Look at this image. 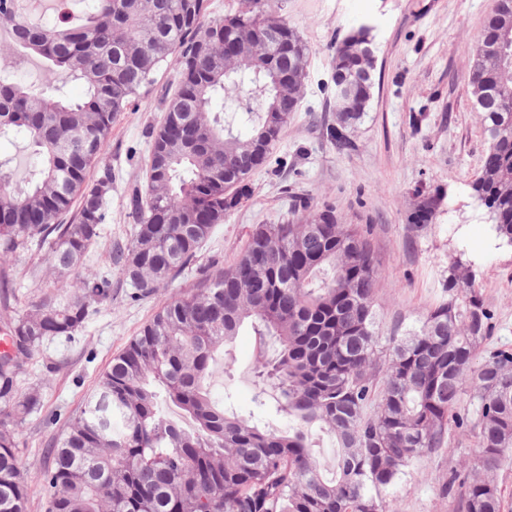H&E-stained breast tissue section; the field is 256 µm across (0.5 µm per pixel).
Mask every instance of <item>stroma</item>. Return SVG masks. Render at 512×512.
<instances>
[{"instance_id": "obj_1", "label": "stroma", "mask_w": 512, "mask_h": 512, "mask_svg": "<svg viewBox=\"0 0 512 512\" xmlns=\"http://www.w3.org/2000/svg\"><path fill=\"white\" fill-rule=\"evenodd\" d=\"M282 13L309 48L307 77L297 112L283 129L271 159L250 177L251 195L216 228L200 253L201 264L231 266L257 224H278L300 204L333 207L343 224H358L379 272L376 310L382 333L409 329L422 312L446 298L448 261L470 266L495 319L490 346L512 347V246L497 238L486 208L470 183L479 174L487 141L478 121L469 77L475 37L497 0H283ZM369 25L376 69L370 107L351 131L352 151L338 152L324 134L336 117L332 53L337 42ZM169 61L152 86L112 125L107 166L112 172L107 217L86 255L87 273L115 282L112 300L97 306L74 340L46 342L19 376L21 391L41 386L44 408L20 437L23 469L50 465L48 448L62 419L80 410L112 355L154 314L160 300L198 287L188 274L157 295L131 300L118 268L103 265L111 245L130 244L126 213L131 192L146 186L148 133L161 119L164 97L178 80ZM439 192L434 223H409L419 193ZM21 299L56 279L41 256L21 255L12 266ZM267 354L250 326L227 348L231 373L211 381L216 399L230 398L241 411L254 409L252 370ZM60 423L47 424L48 415ZM475 447L469 432L454 431L449 451L412 467L387 498L398 512H452L438 484Z\"/></svg>"}]
</instances>
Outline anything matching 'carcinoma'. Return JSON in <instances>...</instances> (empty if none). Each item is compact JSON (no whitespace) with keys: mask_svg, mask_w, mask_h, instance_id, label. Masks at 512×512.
<instances>
[{"mask_svg":"<svg viewBox=\"0 0 512 512\" xmlns=\"http://www.w3.org/2000/svg\"><path fill=\"white\" fill-rule=\"evenodd\" d=\"M0 0L12 59L35 55L50 76L85 86L71 102L0 68V137L22 132L33 147L29 178L12 185L0 160V259L47 255L52 288L0 324L11 340L0 360V512H28L29 482L44 487L49 512H395L386 493L406 470L449 449L452 430L476 440L462 469L439 485L453 512H503L494 472L512 453V349L484 351L494 313L469 266L448 263V298L419 326L382 335L378 270L362 228L331 208L304 222L257 224L235 263L203 287L160 302L112 357L84 407L50 448L52 466L29 477L16 448L40 390L18 394L21 370L44 341L71 338L91 308L112 300V281L82 272L106 220L112 174L91 179L109 154L112 124L175 57L182 81L153 129L147 186L129 199L133 237L102 261L121 269L131 299L156 294L193 266L216 226L250 195L307 75L309 49L276 0H238L207 18V0H85L77 24L26 18ZM267 54L246 45L251 32ZM512 0H499L476 39L470 86L488 149L471 190L512 241ZM370 31L336 45L334 82L358 76L362 101L336 124L368 111L373 73L361 45ZM241 104L214 111L217 100ZM442 197L420 196L409 223L436 218ZM272 354L254 371L256 410L212 397L207 381L244 323ZM275 412L297 422L281 431ZM336 448L323 468L314 432Z\"/></svg>","mask_w":512,"mask_h":512,"instance_id":"obj_1","label":"carcinoma"}]
</instances>
